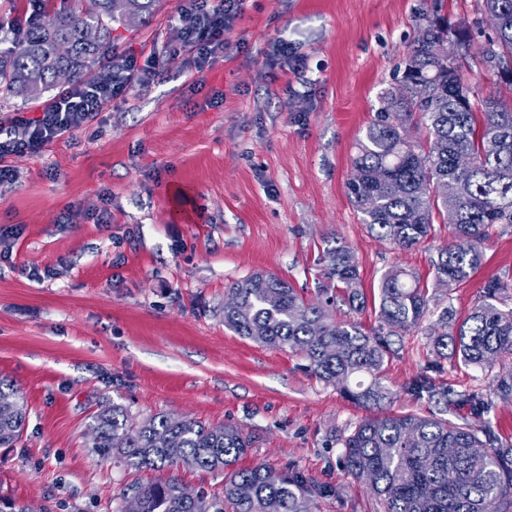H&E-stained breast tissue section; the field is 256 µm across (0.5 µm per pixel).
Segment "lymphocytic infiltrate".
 Here are the masks:
<instances>
[{
  "label": "lymphocytic infiltrate",
  "mask_w": 512,
  "mask_h": 512,
  "mask_svg": "<svg viewBox=\"0 0 512 512\" xmlns=\"http://www.w3.org/2000/svg\"><path fill=\"white\" fill-rule=\"evenodd\" d=\"M243 0H180L177 16L184 32L182 49L169 48L144 58L107 59L106 75L74 83L48 101L38 116H15L0 124V183L15 180L9 157L33 151L92 122L114 100L149 82L164 62L190 53L196 72L224 54V33L241 14Z\"/></svg>",
  "instance_id": "obj_1"
}]
</instances>
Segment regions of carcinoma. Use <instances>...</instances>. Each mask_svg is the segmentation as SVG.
Instances as JSON below:
<instances>
[{"instance_id": "obj_1", "label": "carcinoma", "mask_w": 512, "mask_h": 512, "mask_svg": "<svg viewBox=\"0 0 512 512\" xmlns=\"http://www.w3.org/2000/svg\"><path fill=\"white\" fill-rule=\"evenodd\" d=\"M41 7L19 39L0 34V94L27 96L30 85L56 86L55 72L67 69L72 80L84 79L95 60L113 48L112 24L129 29L147 25L158 0H75ZM485 15L495 18L494 37L473 42L470 30L452 28L442 18L428 21L410 48L399 80L405 89L387 91L367 127L348 182L351 202L362 224L396 249L408 250L428 240L434 225L446 224L451 242L434 264L438 285L452 289L471 278L483 261L488 230L512 224V103L489 92L475 104L464 85L460 60L478 57L495 76L512 84V0H481ZM95 28V43L82 40ZM456 46L455 57L442 53ZM415 119L424 131L408 138L394 116ZM319 291L325 303L333 290H348L350 305H364L356 289L359 278L347 245L333 240L323 255ZM502 284L486 285L484 300L460 324L456 334L431 333L436 355L453 354L465 366L492 368L512 355V308L493 303ZM227 295L238 304L224 309V325L257 343L302 355L321 379L339 386L363 407L390 399L382 369L392 355L380 334L356 323L337 326L323 306L310 304L287 281L256 272L231 284ZM431 297L419 279L405 270L387 271L379 288L378 316L392 332L418 326L429 312ZM370 380H365V377ZM407 390L448 408L467 405L481 418L485 401L478 393L458 395L422 374ZM27 407L19 392L0 382V447L22 437ZM93 448L107 460L130 470H165L181 466L221 470L220 497L182 495L175 475L123 487L116 498L137 495L140 512H313L303 475L272 467L236 470L250 440L233 425L211 426L166 414L136 422L118 403L103 405L90 424ZM490 432L436 415L398 414L367 418L343 443L349 474L368 482L384 512H503L512 504V448L494 446Z\"/></svg>"}]
</instances>
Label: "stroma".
I'll list each match as a JSON object with an SVG mask.
<instances>
[{"instance_id": "35a3bbf8", "label": "stroma", "mask_w": 512, "mask_h": 512, "mask_svg": "<svg viewBox=\"0 0 512 512\" xmlns=\"http://www.w3.org/2000/svg\"><path fill=\"white\" fill-rule=\"evenodd\" d=\"M179 0H160L149 24L116 27L117 51L146 55L184 40ZM450 24L480 19L478 0H246L226 49L203 73L181 60L89 125L9 158L17 178L0 184V382L17 389L28 416L15 447L0 448V494L36 512H114L116 494L158 471L100 460L88 426L100 405L136 419L158 413L231 424L252 446L238 468L273 466L334 488L313 512H383L365 481L343 467V442L369 409L324 382L289 349L264 346L224 325L230 285L276 275L309 302L328 240L357 263L363 309L344 289L331 321L382 332L373 300L382 275L413 272L432 298L421 324L394 337L383 370L394 397L378 415L439 408L406 390L428 374L485 399L481 420L512 445V396L493 369L439 359L431 327L455 333L504 282L512 307V225H493L481 267L447 290L434 281L437 239L398 250L361 222L347 183L380 98L395 88L411 45L434 10ZM293 44L306 65L272 64L270 45ZM109 207L112 220L93 215ZM453 321L440 323L442 309Z\"/></svg>"}]
</instances>
